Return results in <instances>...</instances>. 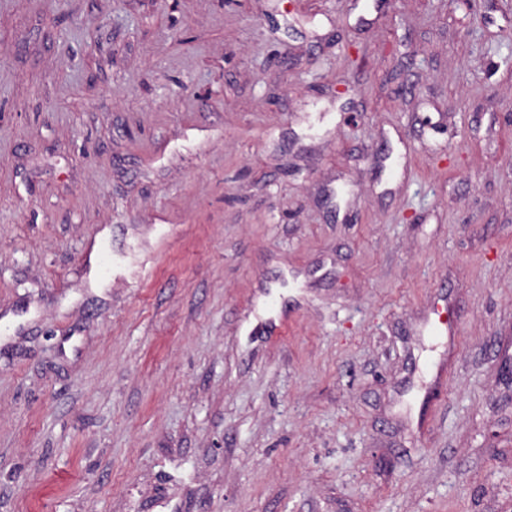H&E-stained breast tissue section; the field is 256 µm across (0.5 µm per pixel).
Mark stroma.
<instances>
[{
  "instance_id": "stroma-1",
  "label": "stroma",
  "mask_w": 512,
  "mask_h": 512,
  "mask_svg": "<svg viewBox=\"0 0 512 512\" xmlns=\"http://www.w3.org/2000/svg\"><path fill=\"white\" fill-rule=\"evenodd\" d=\"M0 512H512V0H0Z\"/></svg>"
}]
</instances>
